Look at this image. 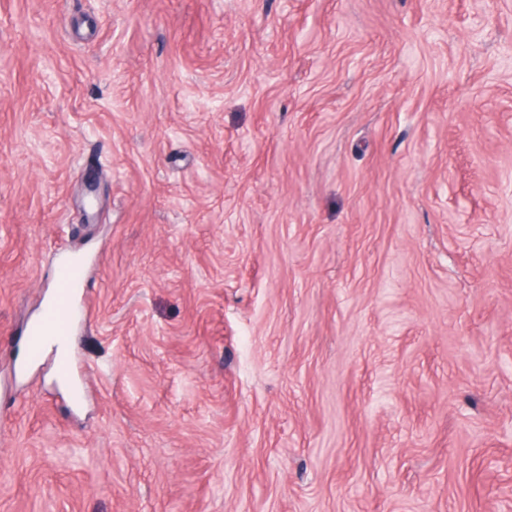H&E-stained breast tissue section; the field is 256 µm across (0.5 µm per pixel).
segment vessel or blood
Instances as JSON below:
<instances>
[{
	"label": "vessel or blood",
	"instance_id": "vessel-or-blood-1",
	"mask_svg": "<svg viewBox=\"0 0 512 512\" xmlns=\"http://www.w3.org/2000/svg\"><path fill=\"white\" fill-rule=\"evenodd\" d=\"M86 266L71 258L62 259L57 266L58 292L48 302L28 333V355L38 361L43 354L44 339L48 336L66 337L70 332L69 318L73 313L74 291L86 280Z\"/></svg>",
	"mask_w": 512,
	"mask_h": 512
}]
</instances>
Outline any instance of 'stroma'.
Segmentation results:
<instances>
[{"label":"stroma","instance_id":"1","mask_svg":"<svg viewBox=\"0 0 512 512\" xmlns=\"http://www.w3.org/2000/svg\"><path fill=\"white\" fill-rule=\"evenodd\" d=\"M506 493L512 0H0V512ZM87 267L71 258L62 259L57 266V288L55 297L48 302L28 333V355L31 361H38L43 354L44 338H65L70 332L69 317L72 315L74 291L86 280Z\"/></svg>","mask_w":512,"mask_h":512}]
</instances>
